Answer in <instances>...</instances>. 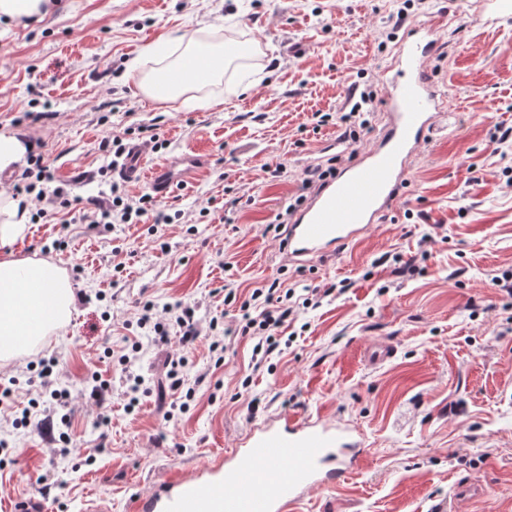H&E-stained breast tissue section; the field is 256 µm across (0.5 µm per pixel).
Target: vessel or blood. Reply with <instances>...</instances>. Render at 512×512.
Here are the masks:
<instances>
[{
    "mask_svg": "<svg viewBox=\"0 0 512 512\" xmlns=\"http://www.w3.org/2000/svg\"><path fill=\"white\" fill-rule=\"evenodd\" d=\"M440 47L431 23L411 24L399 44V68L386 77L389 128L361 160L330 179L297 212L287 230L292 258L323 257L357 241L399 196L408 157L436 127V82L425 68ZM142 145H129L117 173L147 182L158 199L198 178L207 154L185 150L146 166ZM363 444L352 426H335L299 413H284L250 430L211 478L180 472L134 512H298L305 495L335 487L358 469Z\"/></svg>",
    "mask_w": 512,
    "mask_h": 512,
    "instance_id": "obj_1",
    "label": "vessel or blood"
}]
</instances>
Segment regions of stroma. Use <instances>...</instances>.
Wrapping results in <instances>:
<instances>
[{
  "instance_id": "obj_1",
  "label": "stroma",
  "mask_w": 512,
  "mask_h": 512,
  "mask_svg": "<svg viewBox=\"0 0 512 512\" xmlns=\"http://www.w3.org/2000/svg\"><path fill=\"white\" fill-rule=\"evenodd\" d=\"M398 0H57L36 27L0 26V131L43 154L72 206L30 220L17 256L65 269L74 287L68 321L35 348L0 361V512L40 501L44 512H132L134 501L180 471L203 473L268 416L298 412L356 427L361 466L340 486L311 490L300 512H512V293L493 279L512 271V0H419L442 50L427 63L451 115L426 140L399 198L357 242L294 263L266 226L302 194L305 168L331 156L352 162L386 131L383 74L404 32ZM214 27L255 48L250 64L206 88L223 105L174 110L147 100L127 70L157 37ZM252 83L249 93L240 87ZM377 91L360 145L313 113L341 116L352 84ZM50 111L49 123L28 111ZM156 128L167 145L148 164L195 148L210 157L195 183L160 206L168 224H92L87 198L116 180L98 150ZM284 164L275 179L266 165ZM412 261L403 273L395 257ZM329 289L300 309L261 368L224 291L273 281ZM345 293H334L337 285ZM180 302L200 337L180 376L195 396L162 406L164 360L138 317ZM218 329H210L212 318ZM380 341L383 365L365 362ZM140 343L131 369L114 353ZM71 392V441L51 439L42 418V362ZM109 382L105 408L92 373ZM151 393L128 408L126 373ZM30 420L15 425L23 409ZM61 407H52L61 415Z\"/></svg>"
}]
</instances>
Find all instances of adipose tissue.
<instances>
[{
    "instance_id": "ef3b65f1",
    "label": "adipose tissue",
    "mask_w": 512,
    "mask_h": 512,
    "mask_svg": "<svg viewBox=\"0 0 512 512\" xmlns=\"http://www.w3.org/2000/svg\"><path fill=\"white\" fill-rule=\"evenodd\" d=\"M145 59L132 60L129 71L149 99L162 104L181 103L188 109H211L216 98L201 90L221 81L234 58L223 42L202 32L172 30L145 51ZM153 61L145 71V61ZM29 214L20 199L0 191V359L28 350L53 328L67 320L74 305L69 278L53 262L15 257L12 246L22 237Z\"/></svg>"
}]
</instances>
